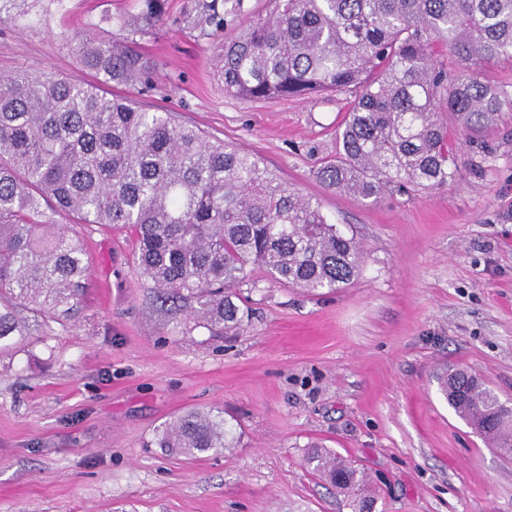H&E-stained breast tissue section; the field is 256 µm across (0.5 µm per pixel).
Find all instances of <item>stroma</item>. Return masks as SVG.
Here are the masks:
<instances>
[{
  "mask_svg": "<svg viewBox=\"0 0 512 512\" xmlns=\"http://www.w3.org/2000/svg\"><path fill=\"white\" fill-rule=\"evenodd\" d=\"M137 36L152 89L108 84L260 156L363 249L360 274L318 296L250 272L249 321L233 337L184 334L152 302L131 228L86 226L90 289L75 323L0 357V512H351L307 470L320 444L364 472L374 512H512V459L449 406L453 368L512 406V112L479 138L448 117L458 183L361 203L317 177L336 152L349 96L251 101L210 66L239 26L199 36L191 0H164ZM135 0H41L0 25V73L90 81L71 33L136 11ZM219 410L234 443L195 457L155 431Z\"/></svg>",
  "mask_w": 512,
  "mask_h": 512,
  "instance_id": "35a3bbf8",
  "label": "stroma"
}]
</instances>
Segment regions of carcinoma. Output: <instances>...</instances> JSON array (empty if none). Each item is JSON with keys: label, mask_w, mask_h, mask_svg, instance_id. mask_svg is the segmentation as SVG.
<instances>
[{"label": "carcinoma", "mask_w": 512, "mask_h": 512, "mask_svg": "<svg viewBox=\"0 0 512 512\" xmlns=\"http://www.w3.org/2000/svg\"><path fill=\"white\" fill-rule=\"evenodd\" d=\"M112 18V36L90 27L70 36L94 81L49 73L0 75V355L53 325L75 320L89 285L82 229L133 228L141 276L156 300L184 313L182 332L236 334L249 320L238 292L248 267L316 294L349 285L363 251L318 200L285 185L257 156L164 111L100 92L99 84L149 89L153 63L135 36L161 12L138 0ZM216 58L224 92L262 101L323 92L352 97L336 154L319 180L361 202L458 181L444 114L471 136L512 93L477 79L478 67L512 59V0H271ZM244 0H195L186 21L204 36L243 13ZM28 0H0V24L31 14ZM64 212L73 223L55 227ZM455 413L512 456V407L464 370L446 375ZM221 413L192 410L159 427L155 444L178 453L229 447ZM312 472L373 512L364 476L332 451L311 446Z\"/></svg>", "instance_id": "carcinoma-1"}]
</instances>
